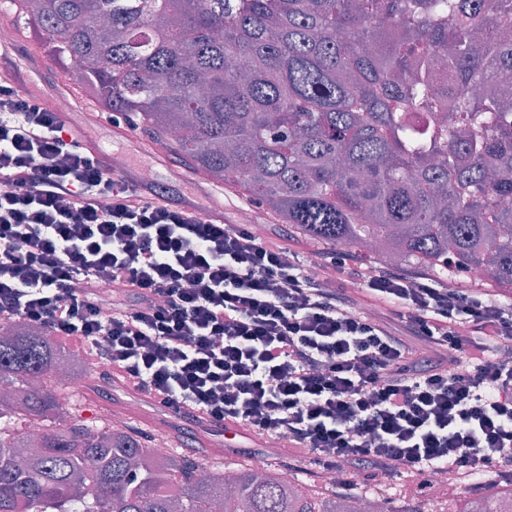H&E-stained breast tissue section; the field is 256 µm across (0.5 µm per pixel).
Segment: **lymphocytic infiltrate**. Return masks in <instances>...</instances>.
<instances>
[{"label":"lymphocytic infiltrate","instance_id":"f902f5d3","mask_svg":"<svg viewBox=\"0 0 512 512\" xmlns=\"http://www.w3.org/2000/svg\"><path fill=\"white\" fill-rule=\"evenodd\" d=\"M355 289H348L347 278ZM43 328L167 417L367 475L469 482L512 459V297L213 224L82 150L0 77V323Z\"/></svg>","mask_w":512,"mask_h":512}]
</instances>
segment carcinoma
<instances>
[{
	"label": "carcinoma",
	"instance_id": "cac0c4a2",
	"mask_svg": "<svg viewBox=\"0 0 512 512\" xmlns=\"http://www.w3.org/2000/svg\"><path fill=\"white\" fill-rule=\"evenodd\" d=\"M107 110L236 182L304 236L413 259L442 277L488 269L512 289V0H12ZM448 111L420 129L410 114ZM192 114L184 130L186 114ZM71 359L41 328H0V512H355L252 469L196 480L131 425L59 423L45 379ZM31 421L42 429L23 450ZM512 482L456 512H507Z\"/></svg>",
	"mask_w": 512,
	"mask_h": 512
}]
</instances>
